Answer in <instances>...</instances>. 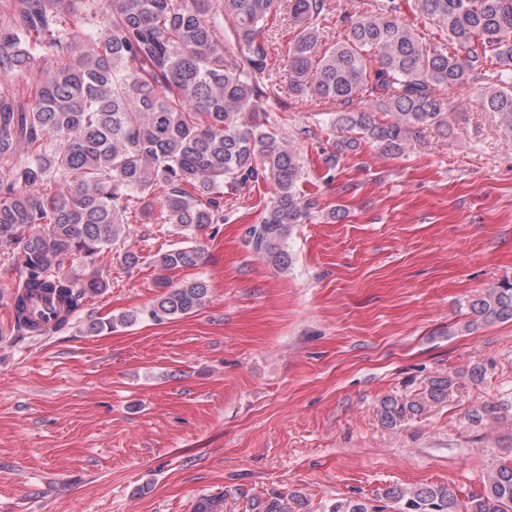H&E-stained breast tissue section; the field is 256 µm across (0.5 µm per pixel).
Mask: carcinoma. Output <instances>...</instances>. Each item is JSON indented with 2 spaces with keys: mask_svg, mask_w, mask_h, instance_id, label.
<instances>
[{
  "mask_svg": "<svg viewBox=\"0 0 512 512\" xmlns=\"http://www.w3.org/2000/svg\"><path fill=\"white\" fill-rule=\"evenodd\" d=\"M66 0H16L0 28V78L37 70L26 96L0 90V246L16 250L20 273L11 326L37 336L65 327L107 282L55 270L63 256L94 261L126 233L130 207L160 200L164 223L183 236L224 222V188L259 181L274 196L250 244L267 263L286 269V242L320 208L307 193L304 160L291 141L249 117L284 105L268 73L261 39L277 0H107L110 19L91 46L73 53L81 35L60 27ZM297 33L288 49V95L313 93L332 105L343 132L324 164L330 170L360 139L384 151L405 150L410 136L442 122L441 91L479 80L485 111L512 127V0H379L346 18L343 38L326 44L320 21L327 0H288ZM435 21L442 43H426L404 13ZM67 57L54 66L34 61ZM393 115L378 124L360 105ZM205 250L184 241L160 253L171 271L201 265ZM161 293L147 309L88 320L101 334L141 318L172 321L206 302L203 279L180 284L158 278ZM57 302L45 330L33 298ZM488 324L512 321V282L471 304ZM455 385L433 377L414 398L384 399L379 414L393 427L441 402ZM253 512H307L300 494L251 504ZM331 512H512V460L491 464L483 491L466 504L448 488L389 487L374 499L336 502Z\"/></svg>",
  "mask_w": 512,
  "mask_h": 512,
  "instance_id": "obj_1",
  "label": "carcinoma"
}]
</instances>
